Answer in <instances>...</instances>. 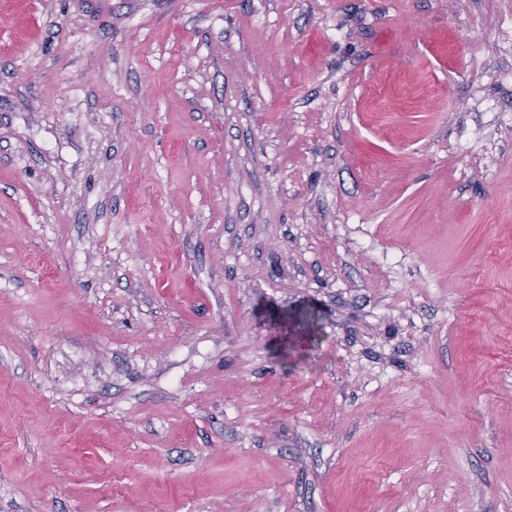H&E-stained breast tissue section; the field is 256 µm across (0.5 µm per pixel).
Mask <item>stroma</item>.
I'll return each mask as SVG.
<instances>
[{
    "label": "stroma",
    "mask_w": 512,
    "mask_h": 512,
    "mask_svg": "<svg viewBox=\"0 0 512 512\" xmlns=\"http://www.w3.org/2000/svg\"><path fill=\"white\" fill-rule=\"evenodd\" d=\"M0 512H512V0H0Z\"/></svg>",
    "instance_id": "35a3bbf8"
}]
</instances>
